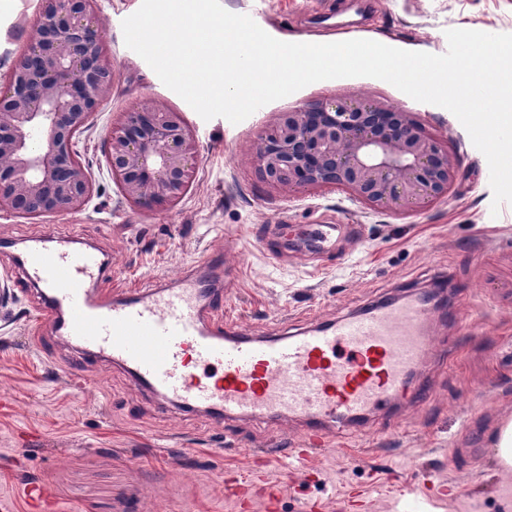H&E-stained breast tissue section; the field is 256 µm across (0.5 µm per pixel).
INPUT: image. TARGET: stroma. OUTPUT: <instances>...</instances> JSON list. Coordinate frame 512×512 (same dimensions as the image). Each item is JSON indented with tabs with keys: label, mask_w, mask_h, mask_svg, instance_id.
<instances>
[{
	"label": "stroma",
	"mask_w": 512,
	"mask_h": 512,
	"mask_svg": "<svg viewBox=\"0 0 512 512\" xmlns=\"http://www.w3.org/2000/svg\"><path fill=\"white\" fill-rule=\"evenodd\" d=\"M142 0H95L109 52L112 96L75 148L100 192L81 211L26 219L0 212V500L33 512L26 482L47 487L56 512H505L512 475H497L488 430L512 414V204L493 207L488 163L448 110L370 77L310 84L234 124L202 119L125 42L123 20ZM285 42L331 43L336 26L408 51L445 53L449 29L512 33V0H220ZM40 0H0V77L21 56V28ZM363 95L415 113L459 157L446 200L403 216L375 212L338 189H271L248 150L277 113L332 96ZM180 112L201 161L173 208L134 207L108 173L106 143L122 112L148 102ZM353 224L334 251L271 258L277 225ZM78 240L108 261L100 287L175 282L205 254L226 257L225 313L259 336L333 322L388 296L448 283L459 320L431 322L458 350L454 364L417 366L433 396H407L395 416H371L304 462L303 424L185 412L135 386L121 369L60 339L12 275L15 254ZM57 364L47 372V360ZM79 361V378L67 370Z\"/></svg>",
	"instance_id": "stroma-1"
}]
</instances>
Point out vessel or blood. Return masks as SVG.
Instances as JSON below:
<instances>
[{
    "mask_svg": "<svg viewBox=\"0 0 512 512\" xmlns=\"http://www.w3.org/2000/svg\"><path fill=\"white\" fill-rule=\"evenodd\" d=\"M218 265L205 255L178 287L106 293L98 286L106 265L94 251L42 245L14 261L39 291L40 316L136 386L219 418L301 419L310 448L394 408L407 388L428 402L429 385L410 383L413 368L434 354L454 356L437 349L426 329L432 309L418 296L298 332L253 335L218 314L214 293L204 291L201 273Z\"/></svg>",
    "mask_w": 512,
    "mask_h": 512,
    "instance_id": "b4317fda",
    "label": "vessel or blood"
}]
</instances>
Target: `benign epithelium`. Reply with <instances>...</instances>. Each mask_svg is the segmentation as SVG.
<instances>
[{
    "instance_id": "obj_1",
    "label": "benign epithelium",
    "mask_w": 512,
    "mask_h": 512,
    "mask_svg": "<svg viewBox=\"0 0 512 512\" xmlns=\"http://www.w3.org/2000/svg\"><path fill=\"white\" fill-rule=\"evenodd\" d=\"M25 51L0 84V212L40 217L84 209L95 184L74 149L112 91L113 72L91 0H43ZM108 169L136 207L177 206L200 161L195 130L163 104L112 126ZM264 180L289 195L339 188L392 214L448 197L458 159L410 112L358 95L279 112L249 149Z\"/></svg>"
}]
</instances>
